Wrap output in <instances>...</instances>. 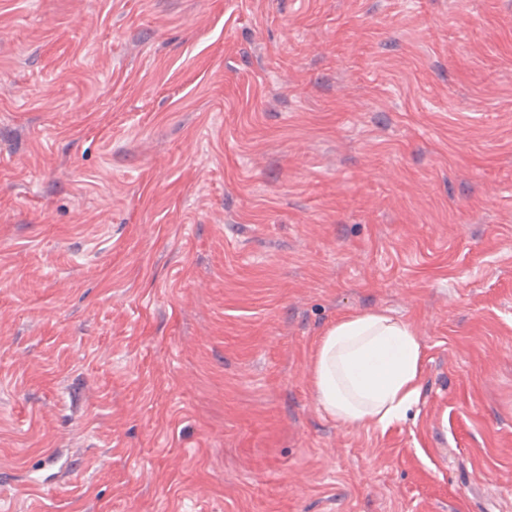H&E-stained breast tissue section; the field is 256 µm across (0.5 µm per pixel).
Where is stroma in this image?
Returning <instances> with one entry per match:
<instances>
[{"label":"stroma","instance_id":"1","mask_svg":"<svg viewBox=\"0 0 512 512\" xmlns=\"http://www.w3.org/2000/svg\"><path fill=\"white\" fill-rule=\"evenodd\" d=\"M0 512H512V0H0ZM424 346L411 326L384 313L358 312L336 321L312 357V388L336 422L385 429L418 402Z\"/></svg>","mask_w":512,"mask_h":512}]
</instances>
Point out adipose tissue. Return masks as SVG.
<instances>
[{"instance_id":"ef3b65f1","label":"adipose tissue","mask_w":512,"mask_h":512,"mask_svg":"<svg viewBox=\"0 0 512 512\" xmlns=\"http://www.w3.org/2000/svg\"><path fill=\"white\" fill-rule=\"evenodd\" d=\"M424 346L411 326L384 313L358 312L336 321L312 357V388L336 422L387 428L418 402Z\"/></svg>"}]
</instances>
